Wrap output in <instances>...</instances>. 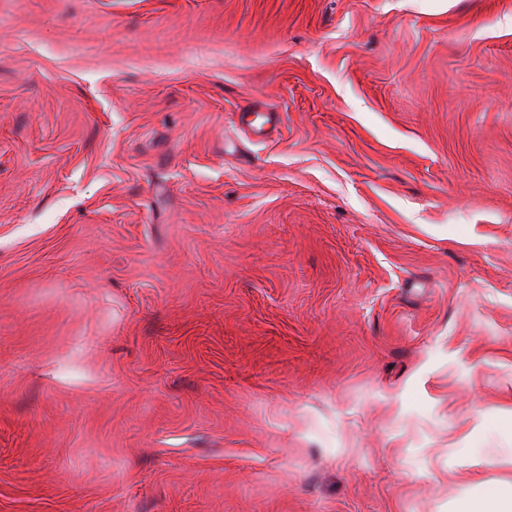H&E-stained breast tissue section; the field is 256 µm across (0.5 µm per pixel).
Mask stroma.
Masks as SVG:
<instances>
[{
    "instance_id": "obj_1",
    "label": "stroma",
    "mask_w": 512,
    "mask_h": 512,
    "mask_svg": "<svg viewBox=\"0 0 512 512\" xmlns=\"http://www.w3.org/2000/svg\"><path fill=\"white\" fill-rule=\"evenodd\" d=\"M511 412L512 0H0V512H459Z\"/></svg>"
}]
</instances>
